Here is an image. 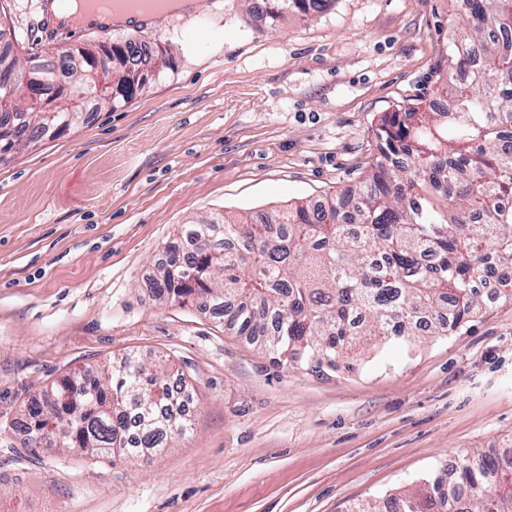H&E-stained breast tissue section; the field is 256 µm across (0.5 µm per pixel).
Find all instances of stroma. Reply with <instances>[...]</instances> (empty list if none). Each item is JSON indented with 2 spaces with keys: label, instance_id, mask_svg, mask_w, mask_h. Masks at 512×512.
<instances>
[{
  "label": "stroma",
  "instance_id": "stroma-1",
  "mask_svg": "<svg viewBox=\"0 0 512 512\" xmlns=\"http://www.w3.org/2000/svg\"><path fill=\"white\" fill-rule=\"evenodd\" d=\"M192 2L141 31L167 66L131 103L0 163V512H348L512 448L511 301L315 372L144 286L178 225L359 185L384 116L437 101L453 0H331L273 25L257 0ZM41 18L0 0V49L116 35L51 38ZM131 351L193 389L174 448L91 457L15 431L61 377Z\"/></svg>",
  "mask_w": 512,
  "mask_h": 512
}]
</instances>
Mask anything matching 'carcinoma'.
Wrapping results in <instances>:
<instances>
[{
	"mask_svg": "<svg viewBox=\"0 0 512 512\" xmlns=\"http://www.w3.org/2000/svg\"><path fill=\"white\" fill-rule=\"evenodd\" d=\"M311 2L271 0L269 18ZM449 31L444 106H411L384 117L377 154L354 191L299 201L258 222L215 215L180 226L178 239L148 280L155 297L201 313L224 309L242 336L260 338L285 363L338 368L353 340L372 346L389 336H449L486 303L488 261L499 269L493 301L512 300V0H456ZM136 38L112 41V87L104 91L85 48L56 68L31 67L46 106L27 105L14 86L15 117L0 130V154L14 155L49 132L71 128L86 107H123L161 73L163 50L135 51ZM170 369L127 354L51 385L17 422L28 443L85 454L173 446L188 430L176 418L183 387ZM354 512H512V453L479 452L451 475L391 494Z\"/></svg>",
	"mask_w": 512,
	"mask_h": 512,
	"instance_id": "obj_1",
	"label": "carcinoma"
}]
</instances>
